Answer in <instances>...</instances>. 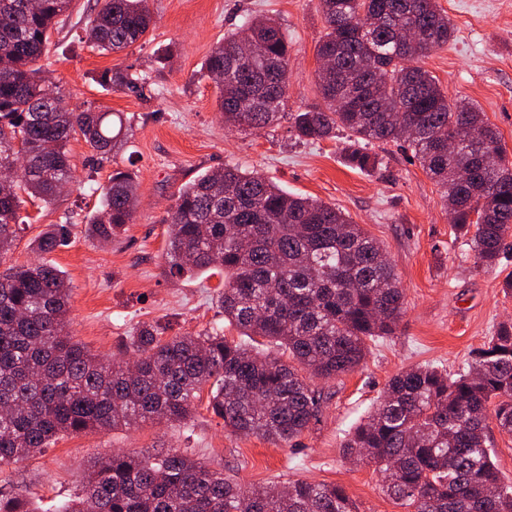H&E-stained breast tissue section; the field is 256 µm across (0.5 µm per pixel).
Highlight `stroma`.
Returning a JSON list of instances; mask_svg holds the SVG:
<instances>
[{
  "instance_id": "35a3bbf8",
  "label": "stroma",
  "mask_w": 512,
  "mask_h": 512,
  "mask_svg": "<svg viewBox=\"0 0 512 512\" xmlns=\"http://www.w3.org/2000/svg\"><path fill=\"white\" fill-rule=\"evenodd\" d=\"M454 26L448 45L420 58L449 99L464 98L484 112L512 159V0H439ZM96 0H74L66 22L50 35L40 65L73 109L121 115L127 134L111 166L98 167L84 141L69 144L76 180L60 201L23 204L27 227L6 264L36 260L30 242L47 225L72 223L68 246L45 254L71 286L68 330L91 352L132 359L129 336L142 323L166 335L194 334L223 324L219 276L172 278L163 256L164 219L179 188L200 173L236 166L255 171L291 193L336 206L386 250L405 290L404 315L391 336L370 345L364 363L334 379H313L326 401L317 422L291 444L238 435L198 400L185 429L145 423L105 434L59 438L30 458L0 469V486L24 487L41 512L72 499L91 458L115 450L154 454L188 450L244 485L298 478L342 486L358 512H405L384 495L373 467L342 456L345 435L376 406L387 381L405 369L467 367L494 328L512 319V296L502 284L512 274V249L492 268L476 266L455 238L437 186L410 151L373 143L377 167L350 166L347 131L306 141L295 135L291 113L321 105L316 46L325 33L320 0H149L153 26L145 40L119 54H103L83 39ZM275 19L288 34V116L254 133L228 129L217 93L200 71L212 48L249 17ZM136 68L150 83L143 95L102 87L103 70ZM139 183L136 219L111 244L88 230L99 208L90 184L106 183L112 168Z\"/></svg>"
}]
</instances>
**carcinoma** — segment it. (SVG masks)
I'll list each match as a JSON object with an SVG mask.
<instances>
[{
  "mask_svg": "<svg viewBox=\"0 0 512 512\" xmlns=\"http://www.w3.org/2000/svg\"><path fill=\"white\" fill-rule=\"evenodd\" d=\"M0 0V167L21 178L0 183V262L21 232V194L57 202L73 179L70 140L81 137L100 164L111 161L122 130L112 113L69 107L61 92L42 96L39 60L50 31L73 0ZM90 43L118 53L140 42L152 17L148 0H97ZM325 35L317 56L323 105L296 112L292 128L307 141L352 137L349 163L378 164L363 146L404 142L439 187L455 233L476 264L493 266L512 237V160L499 130L472 103L450 100L405 49V28L448 44L454 27L438 0H320ZM288 34L268 17L224 35L201 76L224 74L217 106L224 125L265 129L281 117L288 90ZM147 75L102 71L101 86L137 93ZM476 138L448 151L458 123ZM134 175L115 169L89 221L110 242L133 223ZM168 224L166 273L224 275V321L273 356L212 328L166 336L142 324L131 339L136 370L95 354L65 335L70 288L43 260L0 270V468L41 452L64 434H102L164 423L183 427L194 399L211 384L208 409L239 434L278 444L300 437L326 401L304 373L334 379L355 370L369 343L394 333L404 292L379 243L340 209L291 194L236 166L206 171L183 185ZM71 224H51L32 242L50 253ZM512 433V322H503L461 373L433 366L393 377L378 407L343 441L342 454L372 466L382 490L409 512H512V486L491 459L489 422ZM0 512H37L29 498L0 487ZM56 512H357L345 490L305 479L245 486L186 451H114L91 460L80 493Z\"/></svg>",
  "mask_w": 512,
  "mask_h": 512,
  "instance_id": "cac0c4a2",
  "label": "carcinoma"
}]
</instances>
